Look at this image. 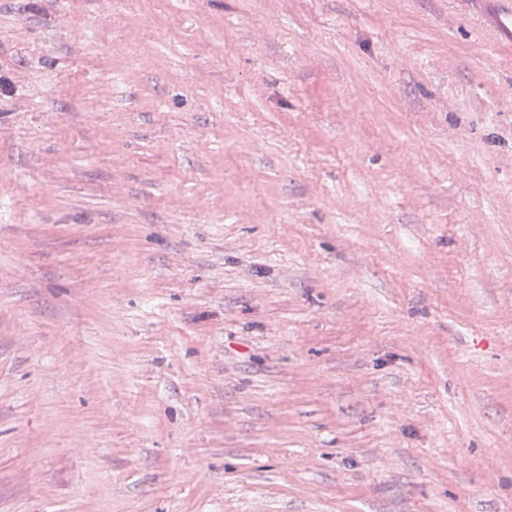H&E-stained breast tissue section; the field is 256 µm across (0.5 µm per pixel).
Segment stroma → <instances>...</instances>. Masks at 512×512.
I'll return each mask as SVG.
<instances>
[{
    "label": "stroma",
    "mask_w": 512,
    "mask_h": 512,
    "mask_svg": "<svg viewBox=\"0 0 512 512\" xmlns=\"http://www.w3.org/2000/svg\"><path fill=\"white\" fill-rule=\"evenodd\" d=\"M511 42L0 0V512H512Z\"/></svg>",
    "instance_id": "1"
}]
</instances>
